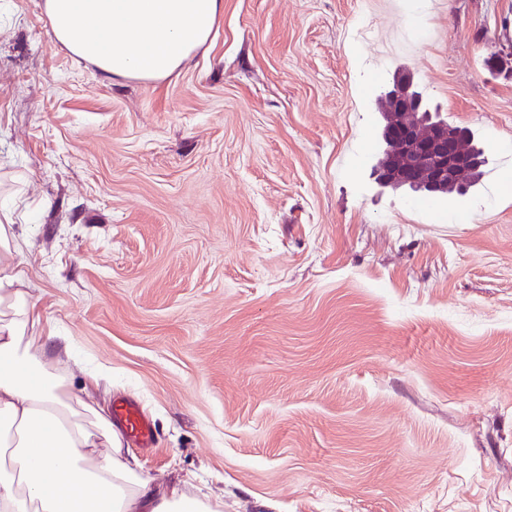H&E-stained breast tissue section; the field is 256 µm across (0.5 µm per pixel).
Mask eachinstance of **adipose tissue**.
<instances>
[{
  "mask_svg": "<svg viewBox=\"0 0 512 512\" xmlns=\"http://www.w3.org/2000/svg\"><path fill=\"white\" fill-rule=\"evenodd\" d=\"M224 0H44L43 18L73 56L113 79H166L206 45ZM11 224H0V512H211L153 483L111 421L73 392L49 358Z\"/></svg>",
  "mask_w": 512,
  "mask_h": 512,
  "instance_id": "1",
  "label": "adipose tissue"
}]
</instances>
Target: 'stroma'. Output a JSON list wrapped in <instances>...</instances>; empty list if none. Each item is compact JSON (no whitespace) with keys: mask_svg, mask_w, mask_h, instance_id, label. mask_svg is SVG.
I'll return each mask as SVG.
<instances>
[{"mask_svg":"<svg viewBox=\"0 0 512 512\" xmlns=\"http://www.w3.org/2000/svg\"><path fill=\"white\" fill-rule=\"evenodd\" d=\"M0 0V211L74 389L217 512H512V0H224L177 76L75 60ZM371 38L356 39L360 25ZM410 69L485 174L378 183ZM401 69L399 68L396 72L397 75L395 74L396 77L385 95L393 100H399L401 104H405L411 100L414 81L413 75L409 70L401 72ZM435 122L446 123L449 127L453 126L454 128L461 129L462 131L467 133V135L460 142V148L468 154H473V155H476L477 157H479L480 167L478 169H469L466 172H464L463 174L469 175V184L474 185L477 182H479V180L484 175V171L481 168L483 166H485V158L483 156V152L481 151V149L474 147L471 143L474 139L472 131L470 129H468L467 127H462V126L456 125L452 122H449L446 119H438V120H435ZM112 417L140 446L150 448L154 444V424L135 399L115 401L112 405Z\"/></svg>","mask_w":512,"mask_h":512,"instance_id":"obj_1","label":"stroma"}]
</instances>
